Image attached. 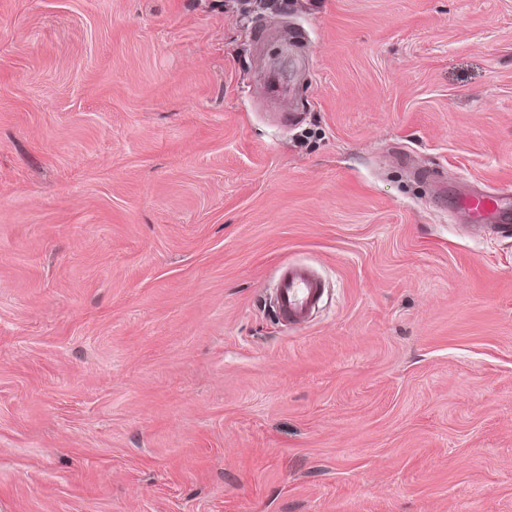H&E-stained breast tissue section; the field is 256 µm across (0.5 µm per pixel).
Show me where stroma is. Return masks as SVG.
I'll return each instance as SVG.
<instances>
[{"mask_svg":"<svg viewBox=\"0 0 512 512\" xmlns=\"http://www.w3.org/2000/svg\"><path fill=\"white\" fill-rule=\"evenodd\" d=\"M467 192L512 203V0H0V512H512ZM276 310L288 325L303 327L310 312L320 301L324 282L303 264H285L276 280Z\"/></svg>","mask_w":512,"mask_h":512,"instance_id":"obj_1","label":"stroma"}]
</instances>
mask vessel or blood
Instances as JSON below:
<instances>
[{
  "label": "vessel or blood",
  "instance_id": "obj_1",
  "mask_svg": "<svg viewBox=\"0 0 512 512\" xmlns=\"http://www.w3.org/2000/svg\"><path fill=\"white\" fill-rule=\"evenodd\" d=\"M461 208L469 221L479 224H510L512 210L504 208L498 197L483 194L463 198ZM324 282L303 264L283 265L276 280V310L288 325L300 328L319 302Z\"/></svg>",
  "mask_w": 512,
  "mask_h": 512
}]
</instances>
